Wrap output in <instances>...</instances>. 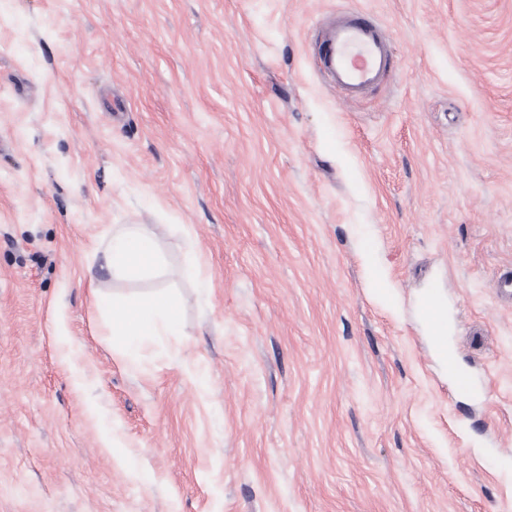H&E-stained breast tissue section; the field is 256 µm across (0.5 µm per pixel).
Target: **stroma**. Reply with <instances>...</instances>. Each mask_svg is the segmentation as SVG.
Listing matches in <instances>:
<instances>
[{
    "label": "stroma",
    "mask_w": 512,
    "mask_h": 512,
    "mask_svg": "<svg viewBox=\"0 0 512 512\" xmlns=\"http://www.w3.org/2000/svg\"><path fill=\"white\" fill-rule=\"evenodd\" d=\"M341 11L394 37L357 102ZM511 272L512 0H0V512H512ZM394 54L385 27L368 14L345 12L321 28L314 60L345 100H360L386 79ZM105 262L112 274L147 273L160 267V257L152 240L133 231L112 235L105 251ZM109 308L112 311L111 336L124 344L162 334L180 335L179 305L172 295H150L132 306L113 300ZM128 336L135 337L129 339ZM422 326L428 336H431V343L440 363L448 351L446 362L448 375L456 377L459 385L470 388L469 380L459 375L456 369L454 356L448 350V308L441 306L434 299H424L421 303Z\"/></svg>",
    "instance_id": "obj_1"
}]
</instances>
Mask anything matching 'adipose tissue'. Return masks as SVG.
<instances>
[{
    "mask_svg": "<svg viewBox=\"0 0 512 512\" xmlns=\"http://www.w3.org/2000/svg\"><path fill=\"white\" fill-rule=\"evenodd\" d=\"M106 267L115 274L147 273L158 269L160 257L152 240L138 232L113 234L105 251ZM110 333L113 338L147 340L159 335H179V305L174 296L152 295L128 306L112 302Z\"/></svg>",
    "mask_w": 512,
    "mask_h": 512,
    "instance_id": "1",
    "label": "adipose tissue"
}]
</instances>
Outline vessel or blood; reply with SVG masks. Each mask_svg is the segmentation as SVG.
Here are the masks:
<instances>
[{"mask_svg":"<svg viewBox=\"0 0 512 512\" xmlns=\"http://www.w3.org/2000/svg\"><path fill=\"white\" fill-rule=\"evenodd\" d=\"M392 35L368 14L346 12L325 24L315 43L314 60L347 100H359L380 85L394 64Z\"/></svg>","mask_w":512,"mask_h":512,"instance_id":"1","label":"vessel or blood"}]
</instances>
